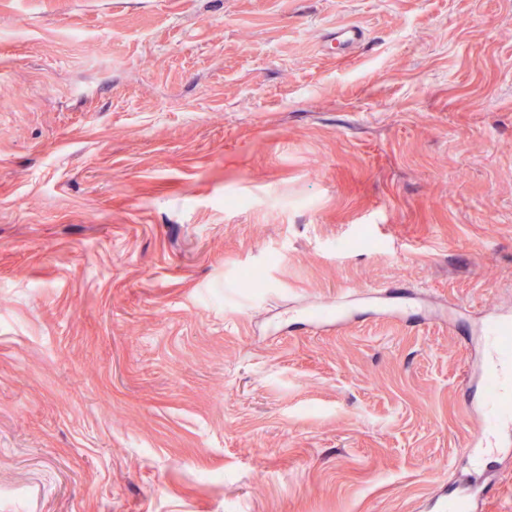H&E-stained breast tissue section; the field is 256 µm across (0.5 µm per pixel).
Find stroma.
I'll return each instance as SVG.
<instances>
[{
    "mask_svg": "<svg viewBox=\"0 0 512 512\" xmlns=\"http://www.w3.org/2000/svg\"><path fill=\"white\" fill-rule=\"evenodd\" d=\"M508 313L512 0H0V512H438Z\"/></svg>",
    "mask_w": 512,
    "mask_h": 512,
    "instance_id": "stroma-1",
    "label": "stroma"
}]
</instances>
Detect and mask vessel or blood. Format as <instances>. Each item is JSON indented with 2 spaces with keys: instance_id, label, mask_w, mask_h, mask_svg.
<instances>
[{
  "instance_id": "vessel-or-blood-1",
  "label": "vessel or blood",
  "mask_w": 512,
  "mask_h": 512,
  "mask_svg": "<svg viewBox=\"0 0 512 512\" xmlns=\"http://www.w3.org/2000/svg\"><path fill=\"white\" fill-rule=\"evenodd\" d=\"M512 334V321L492 320L485 327L487 355L482 369L484 399L481 425L475 443L481 452L477 465H484L496 450V441L507 428H512V345L507 335Z\"/></svg>"
}]
</instances>
